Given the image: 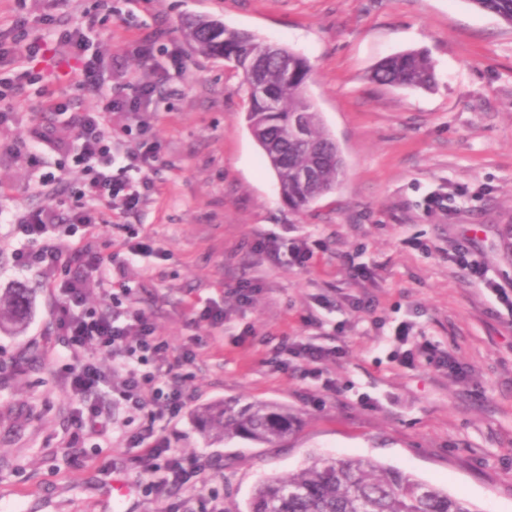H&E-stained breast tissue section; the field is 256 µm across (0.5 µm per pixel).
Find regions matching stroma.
I'll return each instance as SVG.
<instances>
[{
	"label": "stroma",
	"mask_w": 512,
	"mask_h": 512,
	"mask_svg": "<svg viewBox=\"0 0 512 512\" xmlns=\"http://www.w3.org/2000/svg\"><path fill=\"white\" fill-rule=\"evenodd\" d=\"M0 0V32L17 18L59 15L85 29L86 56L100 61L104 86L132 93L158 84L153 111L112 115L118 151L135 147L140 127L156 144L157 190L136 212L110 213L99 233L70 229L87 177L67 161L76 147L69 116L96 105L94 91L60 79L67 58L33 62L42 82H20L0 122V291L32 288L24 330L0 329V512H201L246 505L256 483L296 470L309 456H363L411 471L480 512H512V313L449 261L471 239L473 257L512 296V25L469 0ZM206 15L287 46L312 67L307 95L346 163L341 185L302 214L280 198L274 173L244 120L248 98L223 59L196 53L183 20ZM151 42L153 59L136 51ZM407 49L427 51L432 89L375 82L371 72ZM65 104L55 113L49 99ZM49 142H41L44 131ZM59 170L53 200L36 187L41 170ZM451 210L431 211V195ZM51 205L52 243L90 246L121 261L151 238L162 258L124 271L137 308L151 315L173 351L196 353L178 372L188 401L174 423L151 422L108 392L88 395L109 424L76 435L81 400L69 387L71 350L55 328L45 283L60 270L17 267L29 210ZM307 240L311 267L261 259L255 242ZM373 268L355 283L353 265ZM260 278L250 301L234 295ZM223 307V328L200 319L207 302ZM409 328L402 343L399 325ZM312 342L337 355L323 376H304L290 351ZM452 355L451 375L421 353ZM263 401L288 407L298 431L277 447L205 438L193 417L207 403ZM153 427L197 476L182 487L143 471L133 434ZM130 483L116 499L113 479Z\"/></svg>",
	"instance_id": "35a3bbf8"
}]
</instances>
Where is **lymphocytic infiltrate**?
<instances>
[{
  "instance_id": "obj_1",
  "label": "lymphocytic infiltrate",
  "mask_w": 512,
  "mask_h": 512,
  "mask_svg": "<svg viewBox=\"0 0 512 512\" xmlns=\"http://www.w3.org/2000/svg\"><path fill=\"white\" fill-rule=\"evenodd\" d=\"M156 86H139L133 96L115 94L106 98L101 108L77 115L73 127L81 145L71 157L75 165H88L92 175L84 185L83 198L107 201L121 213L138 210L155 189L152 178L157 160L155 146L149 140L124 154H117L112 144V113L131 114L148 111L156 100ZM53 212L43 208L27 212L20 226L28 245L15 251L18 265L40 263L64 266L68 278L54 286L57 301L55 325L68 338L73 353L95 347L112 358L111 373H104L92 362L69 367L70 385L80 395L100 391L111 377H118L117 390L126 407L148 411L152 420L173 421L179 417L186 399L175 384V371L192 361L194 352L174 355L168 340L157 334L151 317L130 307L123 312L86 313L83 284L90 274L101 272L104 260L97 252L78 247L61 253L46 245ZM145 435L133 438L139 460L146 471L164 472L168 482L180 485L194 473L191 460L173 455L167 443L146 445Z\"/></svg>"
}]
</instances>
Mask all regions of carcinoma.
Instances as JSON below:
<instances>
[{"mask_svg":"<svg viewBox=\"0 0 512 512\" xmlns=\"http://www.w3.org/2000/svg\"><path fill=\"white\" fill-rule=\"evenodd\" d=\"M512 24V0H469ZM196 52L211 57L234 58L242 84L257 74L260 84L275 100V108L255 93L248 95L245 121L275 173L279 194L288 208L300 212L319 197L335 190L344 174L345 161L335 138L322 119L310 122L306 138L296 140L292 126L299 112L315 107L305 96L311 67L303 56L285 46L275 51L259 38L244 37L217 19L197 17L183 28ZM288 54L283 68L280 53ZM371 78L379 83L429 89L434 65L425 52L406 50L381 61ZM309 170L313 178L299 175ZM33 307L28 288L0 294V329L21 330ZM205 434L215 440L243 438L276 445L288 438L296 417L285 406L255 401L240 408L215 402L196 410ZM245 512H480L465 498L448 494L416 475L370 458L314 457L297 472L272 475L253 489Z\"/></svg>","mask_w":512,"mask_h":512,"instance_id":"1","label":"carcinoma"}]
</instances>
